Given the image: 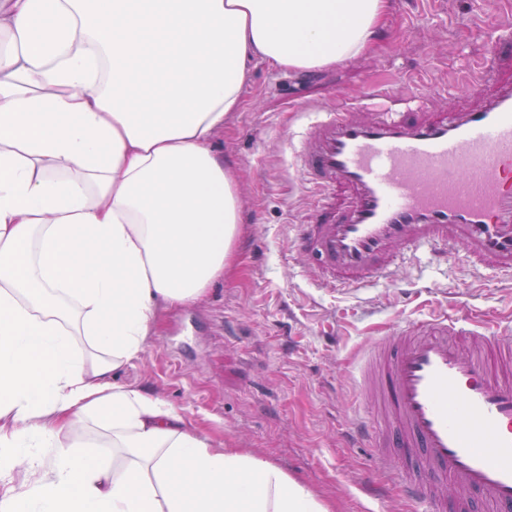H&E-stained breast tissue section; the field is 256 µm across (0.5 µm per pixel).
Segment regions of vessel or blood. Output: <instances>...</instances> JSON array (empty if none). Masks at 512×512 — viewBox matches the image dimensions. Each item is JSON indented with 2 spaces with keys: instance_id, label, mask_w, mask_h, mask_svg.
<instances>
[{
  "instance_id": "1",
  "label": "vessel or blood",
  "mask_w": 512,
  "mask_h": 512,
  "mask_svg": "<svg viewBox=\"0 0 512 512\" xmlns=\"http://www.w3.org/2000/svg\"><path fill=\"white\" fill-rule=\"evenodd\" d=\"M496 14L493 43L512 41V14ZM292 173L314 193L293 227L318 287L393 282L406 253L462 249L474 266L512 275V85L485 106L431 121L354 107L321 112L291 150ZM350 195L337 211V189ZM512 349L496 326L457 315L402 319L365 384L370 422L352 440L393 464L417 512H512V375L478 357ZM455 496H448L447 487Z\"/></svg>"
}]
</instances>
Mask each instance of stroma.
I'll list each match as a JSON object with an SVG mask.
<instances>
[{"instance_id": "1", "label": "stroma", "mask_w": 512, "mask_h": 512, "mask_svg": "<svg viewBox=\"0 0 512 512\" xmlns=\"http://www.w3.org/2000/svg\"><path fill=\"white\" fill-rule=\"evenodd\" d=\"M472 0H393L375 49L334 67L284 72L248 65L245 104L213 147L237 172L243 224L232 267L197 301L161 308L120 383L150 391L181 410L214 444L231 440L308 484L331 512H411L373 451L350 442L354 418L371 413L358 368L404 317L486 314L512 334V278L449 259L408 257L396 286L330 292L296 255L293 224L311 193L289 172L290 138L314 113L375 88L431 119L483 107L512 83V46L489 45ZM465 76L482 94L455 91ZM382 484L368 498L360 479Z\"/></svg>"}]
</instances>
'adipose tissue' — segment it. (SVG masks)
I'll return each mask as SVG.
<instances>
[{
    "instance_id": "adipose-tissue-1",
    "label": "adipose tissue",
    "mask_w": 512,
    "mask_h": 512,
    "mask_svg": "<svg viewBox=\"0 0 512 512\" xmlns=\"http://www.w3.org/2000/svg\"><path fill=\"white\" fill-rule=\"evenodd\" d=\"M391 0H0V512H330L275 462L120 384L160 308L230 268L211 140L247 63L371 51ZM87 337L95 354L80 352ZM80 422L125 455L70 447Z\"/></svg>"
}]
</instances>
